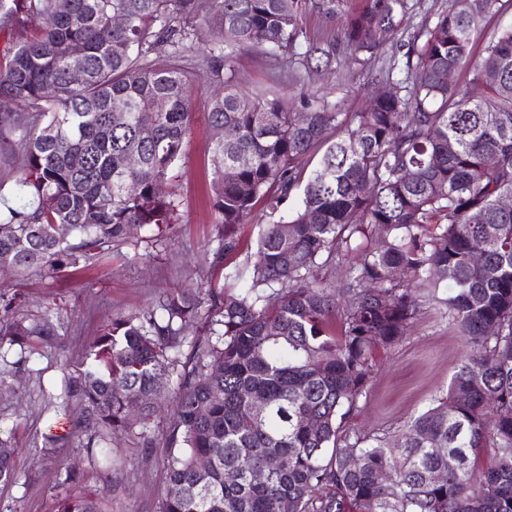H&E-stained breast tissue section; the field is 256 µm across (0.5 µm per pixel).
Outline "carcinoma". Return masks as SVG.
Instances as JSON below:
<instances>
[{
	"label": "carcinoma",
	"instance_id": "cac0c4a2",
	"mask_svg": "<svg viewBox=\"0 0 512 512\" xmlns=\"http://www.w3.org/2000/svg\"><path fill=\"white\" fill-rule=\"evenodd\" d=\"M498 4L471 0L466 13L452 7L423 25L405 85L365 111L314 99L300 123L281 99L238 90L224 76L226 49L286 55L311 9L340 18L348 43L371 53L404 0H361L352 11L341 0H0V31H30L0 63V143L23 160L19 204L0 224V275L76 268L109 243L172 223L178 202L167 186L202 83L217 262L239 250L252 209L279 210L319 156L288 220L263 225L250 259L227 267L237 293L205 291L213 312L188 354L181 333L202 300L169 292L103 324L65 383L63 408L80 405L71 428L91 433L88 448L147 425L172 395L155 512H282L285 501L293 512H512V211L497 206L512 194V27L480 57L470 42ZM115 14L127 24L104 39ZM184 15L213 23L204 75L189 63ZM162 39L169 49L158 54ZM461 69L472 84L500 74L496 111L442 79ZM144 117L149 140L138 134ZM476 212L484 223H470ZM344 260L339 292L322 272ZM441 283L449 324L468 347L448 392L395 436L350 428L376 349L406 334L419 291ZM53 332L48 317L27 326L0 316V345ZM11 454L0 442L1 482L13 479ZM272 458L277 469L254 481ZM56 512L102 509L96 497L64 494Z\"/></svg>",
	"mask_w": 512,
	"mask_h": 512
}]
</instances>
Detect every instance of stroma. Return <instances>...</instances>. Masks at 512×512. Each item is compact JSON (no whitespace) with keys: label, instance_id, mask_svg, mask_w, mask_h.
Returning <instances> with one entry per match:
<instances>
[{"label":"stroma","instance_id":"stroma-1","mask_svg":"<svg viewBox=\"0 0 512 512\" xmlns=\"http://www.w3.org/2000/svg\"><path fill=\"white\" fill-rule=\"evenodd\" d=\"M454 0H405L394 34L374 53L347 43L339 20L312 11L287 57L256 49L235 53L230 66L237 86L261 97H279L300 108L317 95L338 112H360L386 82L403 81L405 54L419 43L424 22L435 21ZM331 51L329 70L306 64L311 47ZM194 121L173 190L179 202L171 227L146 233L137 246L110 245L88 265L46 276H0V293L22 294L15 318L33 323L50 317L51 338H35L31 350L0 348V442L13 448L14 478L0 482V512H51L59 482L58 463L79 470V492L98 494L103 512H154L166 482L168 416L136 428L133 437L88 447L87 436L70 432L71 421L57 405L65 377L72 375L87 347L113 315L152 306L164 291L224 289V268L209 264L215 249L214 214L209 204L212 165L206 89L192 98ZM141 260H134V253ZM447 288L425 292L409 332L378 350L374 374L349 417L352 425L397 434L409 417L445 393L466 348L448 325ZM61 436L42 452L43 436Z\"/></svg>","mask_w":512,"mask_h":512}]
</instances>
